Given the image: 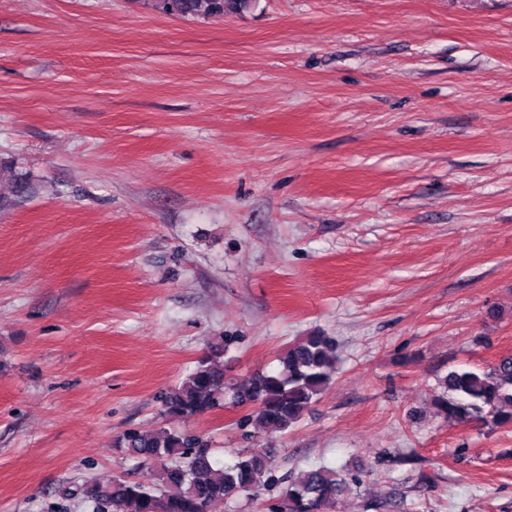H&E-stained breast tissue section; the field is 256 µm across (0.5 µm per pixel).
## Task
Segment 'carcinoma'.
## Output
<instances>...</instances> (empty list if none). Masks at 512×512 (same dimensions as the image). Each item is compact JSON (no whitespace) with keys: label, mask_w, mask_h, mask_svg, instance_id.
<instances>
[{"label":"carcinoma","mask_w":512,"mask_h":512,"mask_svg":"<svg viewBox=\"0 0 512 512\" xmlns=\"http://www.w3.org/2000/svg\"><path fill=\"white\" fill-rule=\"evenodd\" d=\"M177 17L212 18L248 11L254 0H151ZM275 375L255 374L241 381L224 376V346L199 360L181 384L160 395L161 418L188 422L228 400L251 407L248 420L270 432L297 423L329 386L336 366V342L321 331L302 337L280 357ZM446 394L436 405L445 421L512 427V356L483 371L452 370ZM114 447L144 464H160L153 482L114 477L87 481L78 491L96 512H210L213 504L260 490L272 494L269 512H338L340 497L358 475L346 468L303 471L284 482L272 478L274 461L261 450L237 453L233 464L217 468L204 437L167 424L129 430Z\"/></svg>","instance_id":"obj_1"}]
</instances>
